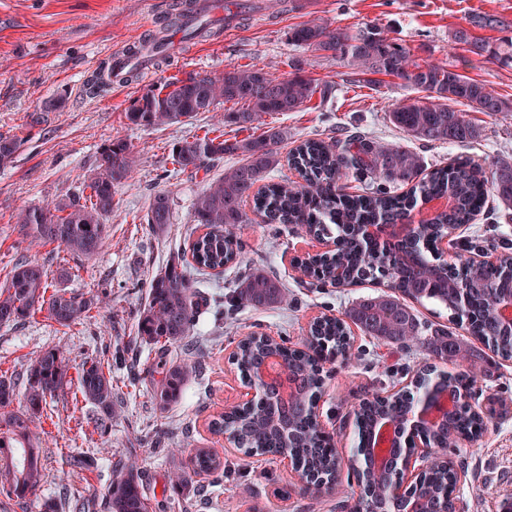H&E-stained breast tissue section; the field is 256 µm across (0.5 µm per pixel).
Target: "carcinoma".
Listing matches in <instances>:
<instances>
[{"mask_svg": "<svg viewBox=\"0 0 512 512\" xmlns=\"http://www.w3.org/2000/svg\"><path fill=\"white\" fill-rule=\"evenodd\" d=\"M469 25L498 30L503 36L490 42L473 36L467 28H459L453 39L464 51L488 61H512V20L483 13L470 17ZM289 40L295 46L327 52L347 62L359 80L369 85L381 84L376 76L384 75L428 93L427 102L414 99L389 111L390 122L419 141L460 144L479 140L482 128L456 109L459 104L487 116L512 111L511 101L496 95L482 82L450 67L418 62L409 49L374 25L350 32L310 22L292 29ZM317 93L324 100L332 93V86H320L299 72L279 79L262 68L230 66L219 75H196L149 90L136 99L126 118L129 124L142 127L179 123L209 112L224 101L241 105L224 113V123L247 129L260 123L265 114L300 110ZM285 138L287 131L269 127L253 138L226 139L222 133L214 137L206 134L173 148L175 164L194 174H208L215 162L226 155H240L242 162L225 171L221 178L208 182L195 197L191 221L206 232L193 238L188 249L172 256L150 279L147 306L140 313L135 330L141 343L160 351L149 371V392L160 408L181 399L189 376L187 367L175 360L173 350L192 336L194 329L199 303L192 292L191 275L206 270L221 273L224 266L240 256L236 228L248 223L244 206L249 201L253 212L267 224H301L315 236L333 232L343 236V249L311 261L305 267L307 275L327 283L335 280L338 267L359 282L378 273L401 295L448 309L451 319L465 324L470 335L502 357L512 358V347L507 342L512 333L494 316L495 302L512 297V279L494 266L473 268L460 255L450 266L440 267L435 278L427 249L431 239L470 223L488 191L501 204L512 207L511 163L497 165L487 176L471 162L458 160L437 166L422 177L423 164L416 153L401 145H380L361 135H349L330 144L307 139L295 147L288 164L303 183L258 186L280 164L276 147ZM19 148L17 138L0 134L1 168L13 163ZM134 166L135 156L126 140L108 141L100 151L97 167L84 179V188L90 193L52 206L22 208L18 213L20 231L34 241L55 244L76 256L96 254L108 235L106 218L114 207L115 190L131 177ZM352 174L366 175L380 188L347 193L342 181ZM390 184L406 185L408 190L391 191L387 189ZM441 197L451 200L448 208L420 222L414 235L395 250L375 254L362 249L356 226L412 224L418 202ZM172 218L170 191L161 190L153 196L144 220L150 230L162 234ZM462 280L472 284L465 305L458 303L453 288ZM229 301L265 308L288 301V289L270 275L251 272ZM92 306V301L73 291L49 289V272L35 261L15 263L0 286V326L18 324L44 310L53 321L68 327L86 318ZM345 316L344 320L324 317L315 322L305 350L270 346L256 332L240 340L234 359L243 378L252 379L265 360L277 354L290 367L298 397L283 402L278 387L264 383L266 395L262 402L249 413L219 416L215 431L227 428L235 432L238 449L249 454L281 448L286 443L288 454L305 475L326 485L336 483V449L319 430L312 410V397L323 384L320 357L349 347L348 319L367 336L406 347L420 334L413 310L397 297L363 300ZM430 352L440 358L455 357L466 369L456 375L427 369L419 374L418 385L428 383L438 391L451 389L471 398V391L465 386L476 381V364L470 349L448 342L443 333L433 337ZM68 370L62 351H43L28 371V387L17 408L16 383L0 377V423L4 424L0 428V491L9 499L25 501L40 487L44 466L35 429L45 412L47 398L62 387ZM77 385L83 400L94 408L97 424L105 426L116 405L111 372L98 359L86 361L77 372ZM413 399L414 393L399 392L390 398L374 396L362 402L357 441L363 442L365 434L381 418H402ZM485 426V421L470 415L468 405L463 404L449 419L446 430L426 433L434 448L420 495L427 497L431 507H443L445 492L451 491L457 481L456 472L439 465L449 451L450 437L480 433ZM192 464L195 473L224 470L219 458L204 449L196 450ZM359 479L363 489L374 496L376 508L395 512L393 505L376 497L383 477L364 472ZM191 486L190 474L181 468L168 477V490L179 501L187 498ZM89 507L98 512H152L137 465L131 462L113 470L103 500Z\"/></svg>", "mask_w": 512, "mask_h": 512, "instance_id": "cac0c4a2", "label": "carcinoma"}]
</instances>
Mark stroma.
I'll use <instances>...</instances> for the list:
<instances>
[{
    "label": "stroma",
    "instance_id": "obj_1",
    "mask_svg": "<svg viewBox=\"0 0 512 512\" xmlns=\"http://www.w3.org/2000/svg\"><path fill=\"white\" fill-rule=\"evenodd\" d=\"M215 7L207 19L215 35L191 37L171 29V54L138 65L125 87L109 85L99 91L91 86L94 76L114 55L128 52L167 24L180 9L176 0H0V134L22 141L14 163L0 169V283L17 261L29 259L54 275L67 269L70 277L64 287L97 302L87 318L69 327L43 312L19 325L0 327V375L23 377L50 348L61 349L69 364L67 381L48 399V416L37 430L44 480L34 496L10 502L6 512H43L44 500L51 497L57 499L59 512H75L76 500L102 496L111 464L120 461L139 466L155 512H346L356 497L354 473L341 471L335 485L314 490L280 459L245 455L209 428L213 416L245 392L230 358L241 336L265 331L299 347L316 317L344 316L356 301L384 293L382 285L370 280L352 288L309 284L296 260L320 245L304 227L264 224L256 217L239 226L240 264L221 274L209 270L194 276V287L205 302L178 355L189 368L181 400L162 410L148 392L156 353L135 337L148 283L173 253L199 235L189 213L205 178H218L240 162L227 156L209 175H196L178 169L171 148L213 130L240 139L249 132L225 125L230 106L223 102L180 123L130 125L125 113L146 89L196 74H218L230 66L261 67L278 78L300 70L317 82L331 83L335 93L327 101L313 98L300 111L263 117L264 126L288 132L278 147L280 155L307 138L332 142L360 133L417 153L428 170L460 157L487 172L496 163H512V112L493 117L470 112V119L484 129L478 142L424 143L388 118L393 104L419 98V91L389 77L378 87L352 82L347 62L288 40L290 29L311 21L350 30L372 24L410 48L419 61L455 65L512 100V63L465 57L451 40L453 31L478 12L512 20V0H215ZM117 136L131 144L136 163L131 179L116 190L107 219L109 236L98 253L78 258L23 237L16 224L18 209L78 193L103 144ZM161 190L172 193L173 221L158 236L140 219ZM474 240L485 250L512 242V209L487 201L474 223L449 238L448 250L469 255ZM254 270L284 283L287 303L218 314L225 296ZM413 309L422 325L416 356L355 328L347 353L324 359L319 420L339 456L351 459L353 411L364 398L406 386L426 363L444 372L458 371L455 358H437L428 350L435 332L447 330L449 339L480 356L476 405L488 418L482 435L451 455L462 468L454 496L462 512H502L503 503L512 501V360L497 357L452 322L443 307L427 302ZM90 359L109 364L117 387L116 409L102 432L95 428L93 408L77 390V369ZM196 447L210 449L223 460L224 476L194 475V485L207 493L181 505L165 494L164 486L171 466L190 468ZM80 452L89 458L86 466L71 465L72 455ZM63 486L70 495L62 499L58 490Z\"/></svg>",
    "mask_w": 512,
    "mask_h": 512
}]
</instances>
